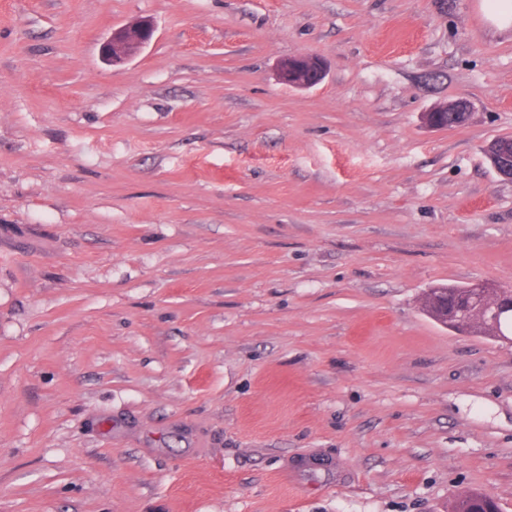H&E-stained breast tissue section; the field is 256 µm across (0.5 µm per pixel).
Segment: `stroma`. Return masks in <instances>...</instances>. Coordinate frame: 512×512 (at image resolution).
Wrapping results in <instances>:
<instances>
[{
  "label": "stroma",
  "instance_id": "stroma-1",
  "mask_svg": "<svg viewBox=\"0 0 512 512\" xmlns=\"http://www.w3.org/2000/svg\"><path fill=\"white\" fill-rule=\"evenodd\" d=\"M489 13L0 0V512H512V345L422 309L512 286ZM153 36V27L147 20L112 33L104 46V56L112 65L120 64L143 48ZM322 62L313 57L298 56L281 63V78L289 86L296 88L312 87L322 81ZM468 106L464 101H454L446 105L437 106L431 109L429 112L425 114L426 124L432 128L441 129L437 117L440 113L442 115L439 117V120L443 126V128H454L462 126V119L458 113H463V121H466L468 118ZM448 113V115H447ZM494 143L497 146V152H503V153L506 152V153H508V155H510L511 167L506 164L504 157H497V154H494L491 157H489L490 164L492 165V167L495 169V171L498 174L511 180L512 179V157H511L512 142L511 141L509 142V141L501 139V138H497L494 140ZM488 145H487L488 147H487V149H485V151H491L494 153L495 145L492 144L491 142ZM489 497L482 491H466L457 498L451 512H478L479 509L494 508V503L487 501Z\"/></svg>",
  "mask_w": 512,
  "mask_h": 512
}]
</instances>
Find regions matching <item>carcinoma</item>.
Listing matches in <instances>:
<instances>
[{"mask_svg":"<svg viewBox=\"0 0 512 512\" xmlns=\"http://www.w3.org/2000/svg\"><path fill=\"white\" fill-rule=\"evenodd\" d=\"M496 298L495 288L475 291L465 286L440 285L427 294L424 310L433 318L445 308L455 317L470 318L478 315L483 320V327L479 330L481 335L491 339L499 334L512 336V314L495 313ZM488 499L489 495L485 492L466 491L457 498L451 512H478L483 508L494 507Z\"/></svg>","mask_w":512,"mask_h":512,"instance_id":"cac0c4a2","label":"carcinoma"}]
</instances>
